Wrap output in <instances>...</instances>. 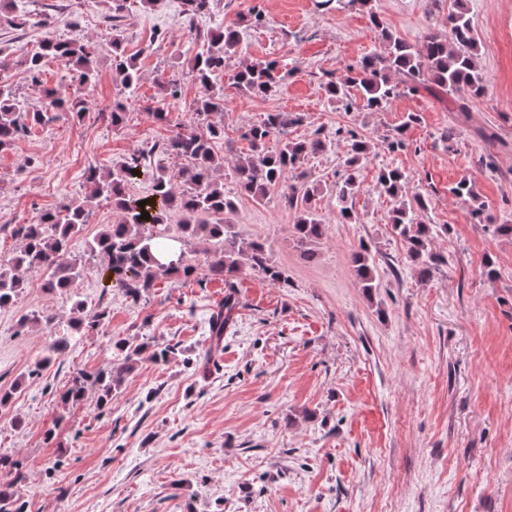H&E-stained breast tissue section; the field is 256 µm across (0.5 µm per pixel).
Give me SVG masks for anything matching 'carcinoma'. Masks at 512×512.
Masks as SVG:
<instances>
[{
	"label": "carcinoma",
	"instance_id": "1",
	"mask_svg": "<svg viewBox=\"0 0 512 512\" xmlns=\"http://www.w3.org/2000/svg\"><path fill=\"white\" fill-rule=\"evenodd\" d=\"M125 0H112V65L121 78L123 87L132 92L141 81L135 59L121 50L120 12ZM213 0H185L186 13L190 18L210 12ZM375 30L386 42L385 52L368 56L360 63L348 67L349 75L342 81L326 83L325 95L330 100L345 102L351 106V90H357L363 106L371 111L386 108L405 90L417 93L422 88H438L458 97L459 110H464L469 96H477L485 89V75L479 61L474 27L469 16L468 0H455V9L448 15V34L428 33L421 45L409 44L393 36L383 28L376 13L370 15ZM238 24L231 23L210 33V49L196 54L191 60V72L204 88V95L194 108L196 115L206 120L223 111V89L214 85L212 78L224 71V59L237 52L240 44ZM95 47L81 39L43 40L37 49L20 60L30 76L31 84L38 87L41 106L30 109L26 97L17 93L3 81L0 75V152L10 149L31 125H49L66 116L80 117L84 111L83 98L76 91L61 96L41 80L45 61L60 62L77 82L78 87L96 81L93 64ZM238 88L250 96L267 97L277 92L280 76L274 61L248 59L240 61L234 76ZM295 119L283 112H270L258 124L244 132L243 138L251 144V154L235 160L233 177L240 193L257 202L267 199L271 189H280V198L288 208L296 211L293 231L297 241L307 247L308 255H314L311 246L320 243L326 236L316 206L318 185L311 181L302 169L305 157L325 149L321 139L291 140L287 137L288 126ZM224 136V126L210 122L205 133L177 131L160 150L150 148L136 151L119 167L106 173L90 168L86 171L89 194L83 200L72 199L53 211L40 215L35 224H20L13 234L21 241L5 267L0 266V306L9 304L23 290V273L37 268L44 272L43 288L54 291L69 289L82 276V269L66 260L71 242L89 221V203L104 200L119 215L118 220L108 224L94 238L90 251L96 257L99 273L108 276L112 286L122 289L136 301L142 293L153 287L160 277L196 274L197 267L180 254L175 259L164 260L162 256L176 245L195 240L210 245L207 270L212 276H230L247 267L262 275L273 286L287 282L282 271L272 260L265 244L241 240L229 223L228 215L235 212V202L224 193V182L218 177L224 169V158L217 157L212 142ZM275 141L277 147L270 149L268 143ZM372 150L371 145L354 139L345 160L346 175L336 190L342 203L359 188V172L363 161ZM176 155L187 164L172 170L166 158ZM291 173V183H286L285 173ZM151 182V193L141 194L137 190L142 179ZM409 179L398 168L380 171L376 189L396 200L389 216L393 231L407 245L409 257L419 267V274L428 278L442 259L428 248L429 228L418 219V213L428 209V200L421 194L408 195ZM455 198L472 207L478 215L483 210L475 185L462 179L450 188ZM145 205H140V202ZM178 208L184 213L179 225L180 234L170 233L167 213ZM149 214L144 219L142 215ZM351 262L362 288L372 291L378 287L373 274V262L369 250L362 248L354 252ZM237 302L232 295L224 297V305L209 321V348L198 355L195 366L198 371L208 370L212 353L223 347L224 326L229 321ZM108 318L107 307L98 304L89 307L82 299L74 301L68 327L71 333L53 337L46 351L48 356L37 363L40 370L52 358L66 353L71 334L86 333L97 329ZM115 348L123 354V361L109 365L93 374L80 373L73 378L71 386L61 396L63 405H76L84 399L88 390L97 393L98 407L104 408L112 402L118 391L140 361L148 348L146 342H134L119 338ZM178 345L158 347L149 355L157 362L176 359ZM23 463L8 455H0V470L14 474V480L0 484V512H23L17 480L23 476Z\"/></svg>",
	"mask_w": 512,
	"mask_h": 512
}]
</instances>
